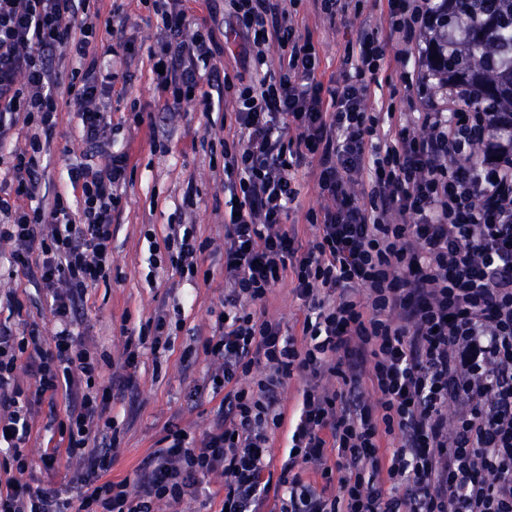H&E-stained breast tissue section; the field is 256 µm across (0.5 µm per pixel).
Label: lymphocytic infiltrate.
I'll use <instances>...</instances> for the list:
<instances>
[{
	"label": "lymphocytic infiltrate",
	"instance_id": "obj_1",
	"mask_svg": "<svg viewBox=\"0 0 512 512\" xmlns=\"http://www.w3.org/2000/svg\"><path fill=\"white\" fill-rule=\"evenodd\" d=\"M140 2L160 23L149 57L163 68L162 111L233 103L221 141L236 205L224 213L225 318L203 343L224 397L200 438L169 423L136 481L109 478L100 427L108 396L89 388L100 362L75 328L78 300L112 261L127 183L129 152L108 140L119 74L94 45L95 0H0V162L10 175L0 185V240L11 245L9 265L33 271L48 292L55 318L48 340L33 324L0 326V512H156L195 499L216 472L226 512H263L271 500L277 512H512V137L498 113L461 88L446 105L424 102L423 78L408 70L400 103L369 111L384 43L360 25L340 80L324 85L319 53L296 36L286 0H225L254 64L233 84L216 28L186 0ZM387 2L391 34L419 44L431 0ZM202 60L212 63L205 77ZM66 107L78 112L86 146L107 158L68 170L81 192L76 209L60 199L30 206ZM20 128L29 147L11 149ZM306 165L324 203L306 215L316 234L305 246L283 218ZM165 246L172 269L194 281L205 246L192 228L169 225ZM285 280L307 310L298 338L261 311ZM23 364L37 395L74 398L61 434L68 457L87 462L76 499L24 478ZM295 377L304 386L289 419L281 395ZM282 427L288 457L269 479ZM386 438L398 443L387 459Z\"/></svg>",
	"mask_w": 512,
	"mask_h": 512
}]
</instances>
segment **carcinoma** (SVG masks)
<instances>
[{
  "label": "carcinoma",
  "mask_w": 512,
  "mask_h": 512,
  "mask_svg": "<svg viewBox=\"0 0 512 512\" xmlns=\"http://www.w3.org/2000/svg\"><path fill=\"white\" fill-rule=\"evenodd\" d=\"M456 25L465 32V48L433 40L426 53L430 74L447 87L465 84L479 101L494 104V112L512 113V0H440L435 26Z\"/></svg>",
  "instance_id": "obj_1"
}]
</instances>
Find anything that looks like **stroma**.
I'll return each instance as SVG.
<instances>
[{
    "mask_svg": "<svg viewBox=\"0 0 512 512\" xmlns=\"http://www.w3.org/2000/svg\"><path fill=\"white\" fill-rule=\"evenodd\" d=\"M101 14L119 7L128 28L138 34L135 56L117 54L110 62L114 70L127 73L130 82L123 97L112 100V121L119 124L118 143H130L131 164L120 211L114 216L112 266L105 280L88 289L79 303L76 331L81 344L107 359L98 379L108 386L112 369L121 368L125 332L153 324L156 315L166 317L165 348L143 350L134 370L135 387L125 396L112 399L107 414L112 419L113 480L135 479V469L154 449L165 426L176 422L193 434L208 429L222 400L210 391L213 367L202 343L214 329L224 300V192L222 146L223 123L232 122L233 106L224 101L220 109L203 114L199 107L183 106L178 116L161 112L154 75L148 57L157 34V19L135 0H98ZM296 34L312 38L320 51L324 77L338 75L344 49L351 37L343 25H330L319 18L310 0L296 7ZM361 14L371 28L386 39V57L424 69L418 48L389 35L387 0H362ZM152 118V126H139L135 116ZM87 146L81 139V121L76 112L63 111L44 160L38 199L51 205L55 196L75 205L74 191L67 179L70 166L85 161ZM296 180L300 194L289 212V223L297 225L302 240L312 239L315 230L307 224L308 210L319 208L321 196L308 167H301ZM194 187L192 205H185L187 187ZM171 224L194 225L198 239L210 245L200 256V268L208 280L192 284L166 263L164 237ZM9 246L0 243V323L17 325L19 320L51 336L54 318L51 301L36 286L32 275L10 271L6 260ZM18 293L25 309L22 317L10 315L2 301ZM266 313L281 321L290 333L300 334L305 311L292 293L291 282H283L270 294ZM18 381L28 401L31 432L24 444L29 468L24 478L32 485L69 490L85 469L83 460H62L45 469L41 458L52 450H65L58 425L66 418L65 395L38 398L34 381L19 373ZM204 388L194 398L195 388Z\"/></svg>",
    "mask_w": 512,
    "mask_h": 512,
    "instance_id": "1",
    "label": "stroma"
}]
</instances>
